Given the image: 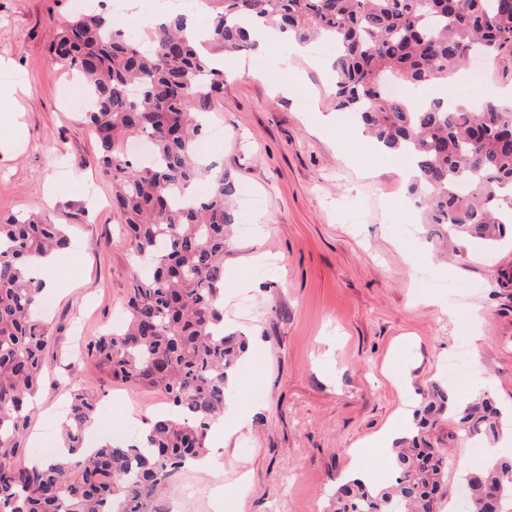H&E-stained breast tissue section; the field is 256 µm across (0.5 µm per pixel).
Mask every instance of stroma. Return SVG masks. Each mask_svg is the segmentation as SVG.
Listing matches in <instances>:
<instances>
[{"label":"stroma","mask_w":512,"mask_h":512,"mask_svg":"<svg viewBox=\"0 0 512 512\" xmlns=\"http://www.w3.org/2000/svg\"><path fill=\"white\" fill-rule=\"evenodd\" d=\"M76 2L0 0V88L15 89L0 101V215L41 214L72 239L49 272L62 287L45 298L48 369L21 466L39 454L33 437L57 443L72 388L111 408L108 425L91 427L102 440H134L169 405L163 392L100 373L86 349L124 321L139 263L95 137L69 104L80 84L50 51ZM256 60L225 55L224 99L210 114L224 137L206 152L262 200L251 234L233 229L224 254L225 328L249 345L228 375L239 388L236 414L224 419L232 435L213 468L168 477L156 512H326L358 463L386 470L389 451L376 437L407 434L436 382L512 410V285L498 283L512 270V244L492 254L472 245L446 260L421 230L405 235L416 218L400 211L403 169L356 150L354 128L327 105V75L306 66L286 84ZM272 256L280 271L255 274ZM464 331L480 370L452 381L442 363ZM237 485L242 494L225 498Z\"/></svg>","instance_id":"stroma-1"}]
</instances>
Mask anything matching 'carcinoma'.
<instances>
[{"instance_id": "obj_1", "label": "carcinoma", "mask_w": 512, "mask_h": 512, "mask_svg": "<svg viewBox=\"0 0 512 512\" xmlns=\"http://www.w3.org/2000/svg\"><path fill=\"white\" fill-rule=\"evenodd\" d=\"M202 38L186 32V13L170 11L152 27L145 52L126 25L103 11L72 17L51 46L75 71L88 98L113 204L125 217L136 257L152 273L135 281L129 318L89 342L110 378L168 395L176 413L155 420L133 444L85 443L97 405L83 388L70 393L62 424L68 457L15 465L46 368L50 336L41 318L44 284L30 260L69 245L65 225L45 216L0 218V512H153L170 473L204 457L206 436L224 415L226 377L247 348L224 331V249L234 223L236 186L198 151L209 113L224 93V71L203 44L241 52L254 46L249 23L288 32L305 49L336 43L329 104L349 112L388 153L406 155L415 175L407 194L423 208L419 225L455 255L479 242L493 251L512 229V101H458L455 88L471 60L512 48V0H222ZM132 83L140 94L128 93ZM433 85L443 97L420 105ZM405 89L396 93L393 87ZM147 136L146 165L121 145ZM469 186L458 193L461 183ZM191 183L204 191L180 202ZM468 439L494 444L504 430L493 397L461 400L435 385L412 433L391 448L394 480L373 486L348 476L330 512H439L448 461L428 439L441 416ZM471 512H512V458L494 459L463 477Z\"/></svg>"}]
</instances>
